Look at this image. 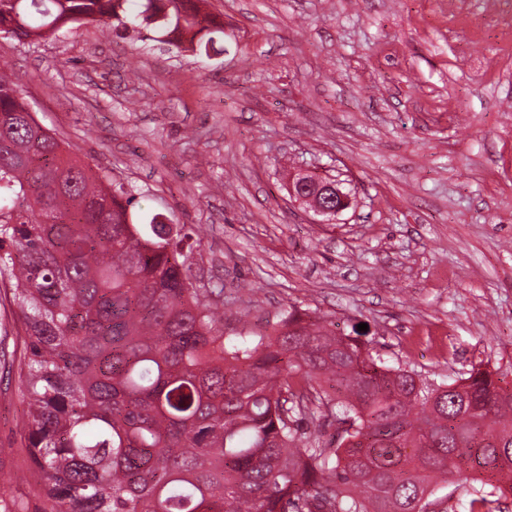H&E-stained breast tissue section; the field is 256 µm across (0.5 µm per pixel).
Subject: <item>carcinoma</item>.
<instances>
[{
    "instance_id": "1",
    "label": "carcinoma",
    "mask_w": 512,
    "mask_h": 512,
    "mask_svg": "<svg viewBox=\"0 0 512 512\" xmlns=\"http://www.w3.org/2000/svg\"><path fill=\"white\" fill-rule=\"evenodd\" d=\"M97 22L198 55L224 24L196 0H0V34ZM136 197L73 156L0 71V282L24 327L17 368L43 512H425L430 485L490 474L512 495V389L472 368L453 391L290 315L226 334L192 281L191 236L127 223ZM346 426L334 448L304 425Z\"/></svg>"
}]
</instances>
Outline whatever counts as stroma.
Wrapping results in <instances>:
<instances>
[{
	"mask_svg": "<svg viewBox=\"0 0 512 512\" xmlns=\"http://www.w3.org/2000/svg\"><path fill=\"white\" fill-rule=\"evenodd\" d=\"M210 56L95 23L0 38L38 123L142 209L183 224L224 330L289 314L387 366L451 384L512 372V0H205ZM310 167L354 203L317 224ZM368 331H361V324ZM27 406L0 366V512H40ZM470 474L428 512H468Z\"/></svg>",
	"mask_w": 512,
	"mask_h": 512,
	"instance_id": "obj_1",
	"label": "stroma"
}]
</instances>
